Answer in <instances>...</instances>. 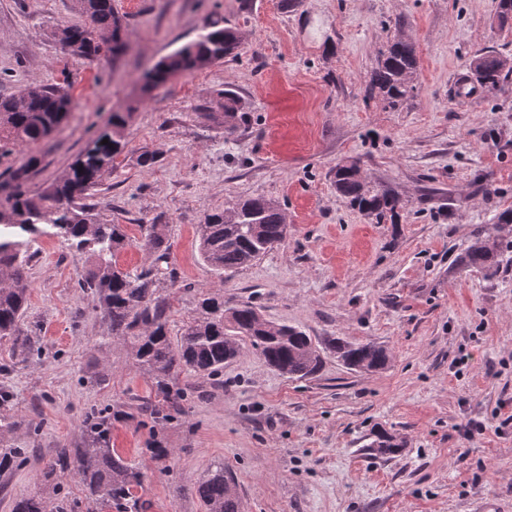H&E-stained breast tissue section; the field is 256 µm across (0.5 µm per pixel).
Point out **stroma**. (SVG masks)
<instances>
[{"label": "stroma", "instance_id": "obj_1", "mask_svg": "<svg viewBox=\"0 0 512 512\" xmlns=\"http://www.w3.org/2000/svg\"><path fill=\"white\" fill-rule=\"evenodd\" d=\"M128 49L91 63L53 39L82 22L75 0H0V95L38 85L69 90L74 108L35 146H10L0 175L41 158L26 185L60 178L112 111L133 106L123 152L94 201L98 220L123 224L127 271L149 268L139 223L162 225L177 282L169 332L199 299L252 301L272 323L316 342L373 341L384 369H347L322 355L293 380L250 343L215 377L183 374L184 414L153 427L118 422L111 446L141 471L144 512H206L194 487L223 463L241 512H476L485 499L512 512V264L491 274L458 268L476 231L512 210V75L495 92L458 93L474 55L512 60V29L496 0H115ZM228 21L242 50L141 95L137 77L205 23ZM416 49L415 91L391 109L368 96L371 70L394 36ZM248 111L232 125L204 117L219 90ZM154 155L151 165L142 154ZM358 162L403 202L398 223L377 224L337 194L333 170ZM274 199L287 234L249 266L217 273L197 250L208 213L239 198ZM26 270L22 330L36 355L0 341V448L19 452L0 475V512L39 493L57 448L82 445L92 407L149 395L151 381L78 283L87 270L67 245L41 237ZM403 450L369 451L375 431ZM169 448L157 458L154 443Z\"/></svg>", "mask_w": 512, "mask_h": 512}]
</instances>
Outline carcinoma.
Segmentation results:
<instances>
[{
  "mask_svg": "<svg viewBox=\"0 0 512 512\" xmlns=\"http://www.w3.org/2000/svg\"><path fill=\"white\" fill-rule=\"evenodd\" d=\"M86 23L62 26L52 36L61 48L89 61L103 54L120 55L126 50L124 26L114 0H77ZM241 46L237 30L218 21L207 24L204 33L191 40L138 77L144 95L165 86L174 76L202 69L226 57H236ZM507 60L493 50L474 56L470 68L477 82L495 91L506 78ZM417 56L412 43L393 41L384 58L369 76L368 92L384 105L394 108L410 96L415 86L413 74ZM217 112L205 116L226 123L246 112L242 97L233 89L218 93ZM73 101L57 86H32L18 94L0 96V144L35 145L48 137L72 111ZM132 107L111 114L106 128L77 156L65 177L43 192L24 188L29 171L40 159L29 155L6 182L0 181V340L10 339L20 353L32 343L21 338L30 285L25 269L37 255L40 237L49 235L66 242L79 258L90 261L80 287L95 298L109 318L112 340L130 350L137 368L151 379L152 394L130 410L112 412L91 409L84 415V447L59 449L45 465L44 479L72 471L78 475L86 497L101 506L117 505L121 512H141L135 490L141 473L111 448L115 422L145 417L154 422L177 418L184 410L186 388L179 386L184 371L210 377L224 369L238 353V343L249 342L264 361L290 379H306L320 368L321 353L312 338L287 324L266 326L257 318L251 301L229 304L224 297L211 295L200 302L197 316L185 322L177 340L168 328V297L165 283L175 284L171 267V245L157 224L139 225L140 246L153 257L152 266L139 273L118 267L117 254L129 245L124 224L100 223L95 219L91 190L124 148L121 130ZM108 143H103V140ZM336 193L352 208L376 223L396 222L402 208L400 199L388 190H375L355 163L338 164L333 173ZM512 223V211L497 216V224L480 230L459 258L466 270L491 273L505 260L512 262V238L499 235L503 224ZM286 224L279 204L265 197H253L205 217L200 225L198 250L202 260L215 271L241 269L278 246L285 238ZM328 350L353 370L372 371L385 367L387 351L375 342L349 343L333 339ZM382 454H396L403 444L384 432L368 444ZM230 477L224 464L211 465L197 482L196 493L207 512H240L237 496L229 490ZM11 512H71L63 499L50 507L43 496H29L14 502Z\"/></svg>",
  "mask_w": 512,
  "mask_h": 512,
  "instance_id": "1",
  "label": "carcinoma"
}]
</instances>
